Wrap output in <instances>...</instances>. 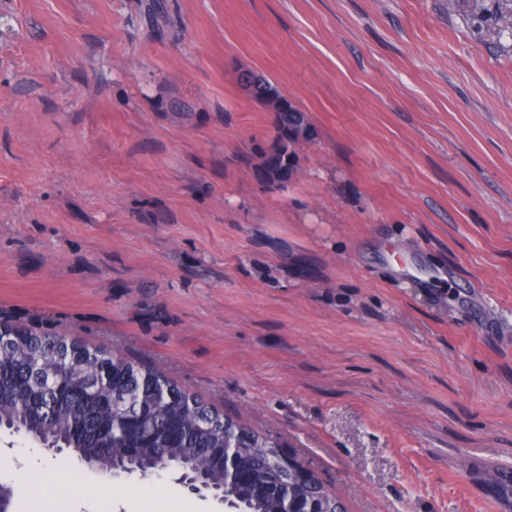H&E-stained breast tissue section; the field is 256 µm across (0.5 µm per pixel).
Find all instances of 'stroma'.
Listing matches in <instances>:
<instances>
[{
    "mask_svg": "<svg viewBox=\"0 0 512 512\" xmlns=\"http://www.w3.org/2000/svg\"><path fill=\"white\" fill-rule=\"evenodd\" d=\"M0 0V321L152 366L348 512H507L504 0ZM313 128L285 186L240 70ZM14 512H224L0 430Z\"/></svg>",
    "mask_w": 512,
    "mask_h": 512,
    "instance_id": "stroma-1",
    "label": "stroma"
}]
</instances>
